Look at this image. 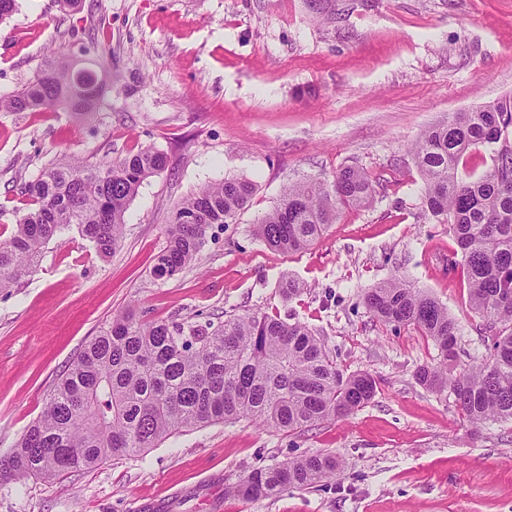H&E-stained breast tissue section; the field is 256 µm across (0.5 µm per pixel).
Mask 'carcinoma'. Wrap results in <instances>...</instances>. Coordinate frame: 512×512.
Masks as SVG:
<instances>
[{"label": "carcinoma", "mask_w": 512, "mask_h": 512, "mask_svg": "<svg viewBox=\"0 0 512 512\" xmlns=\"http://www.w3.org/2000/svg\"><path fill=\"white\" fill-rule=\"evenodd\" d=\"M102 79L69 60L47 58L16 92L0 97V111L63 106L92 109ZM487 145L492 164L470 179L459 168ZM410 153L424 184V213L449 226L458 251L448 270L463 269L471 312L486 323L490 354L456 370V321L425 290L396 276L363 296L378 320L412 326L439 348L442 361L416 372L426 388L451 391L464 421L478 428L512 421V100L455 112L424 129ZM167 157L151 148L99 163L51 161L25 183L29 207L15 212L0 240V288L36 271L42 250L71 226L104 256L122 238L125 212L143 181L164 171ZM256 191L246 178H224L182 199L166 225L168 244L152 274L170 278L196 260L207 229L229 224ZM375 200L370 175L340 169L333 181L296 182L257 221L256 235L286 254L314 244L342 211ZM288 298L306 285L285 275ZM376 380L339 370L324 342L300 321L261 310L232 314L224 323L144 321L121 313L79 353L50 392L44 409L0 460L17 478L45 479L92 469L109 457L153 448L182 429L250 418L273 432L301 431L348 416L367 404ZM341 468L336 457L313 454L279 466L259 465L236 487L245 499L271 498L289 488H313Z\"/></svg>", "instance_id": "obj_1"}]
</instances>
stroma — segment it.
I'll return each mask as SVG.
<instances>
[{
  "mask_svg": "<svg viewBox=\"0 0 512 512\" xmlns=\"http://www.w3.org/2000/svg\"><path fill=\"white\" fill-rule=\"evenodd\" d=\"M0 22V96L49 54L104 81L90 115L65 108L0 112V235L26 207L23 183L51 160L95 163L150 146L167 167L146 179L109 257L70 229L37 270L0 291V456L10 453L69 365L130 311L145 321L220 323L261 309L294 315L338 368L371 374L372 400L304 432L248 420L171 435L139 454L53 479H0V512H512V422L471 428L450 393L420 385L434 342L378 322L362 297L398 275L427 289L458 323L457 365L491 340L449 272L448 225L423 217L409 149L452 113L512 97V0H17ZM357 166L376 201L346 210L310 249L284 254L257 220L289 184ZM242 177L256 192L214 225L198 259L152 273L173 207L209 182ZM305 283L285 300L282 276ZM342 467L316 488L246 501L253 467L312 454Z\"/></svg>",
  "mask_w": 512,
  "mask_h": 512,
  "instance_id": "35a3bbf8",
  "label": "stroma"
}]
</instances>
